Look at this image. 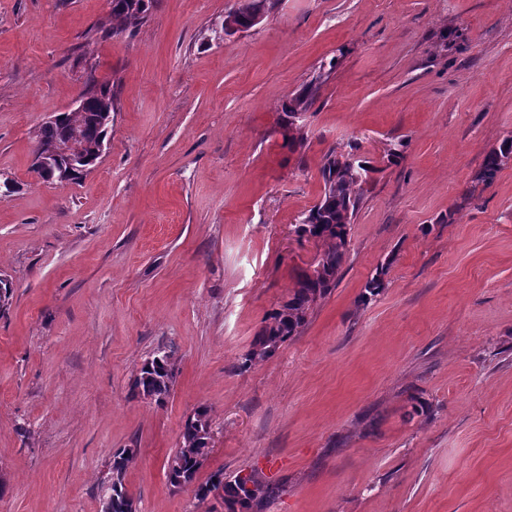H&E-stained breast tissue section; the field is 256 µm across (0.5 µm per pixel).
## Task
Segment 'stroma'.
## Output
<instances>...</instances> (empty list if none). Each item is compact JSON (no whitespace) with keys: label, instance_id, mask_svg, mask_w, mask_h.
<instances>
[{"label":"stroma","instance_id":"stroma-1","mask_svg":"<svg viewBox=\"0 0 512 512\" xmlns=\"http://www.w3.org/2000/svg\"><path fill=\"white\" fill-rule=\"evenodd\" d=\"M235 2L155 0L116 36L107 0H0V174L20 185L0 201V512H100L120 448L136 512H215L166 480L202 404L199 479L259 470L265 512H512V159L481 179L512 135V0H277L209 41ZM84 58L116 95L110 148L81 183H36ZM332 150L376 168L337 284L237 370L318 251L295 226ZM160 348L161 407L130 393ZM317 80L304 86L298 93L291 96L282 105V112L288 118V128L293 129L295 122L291 120L295 112H307L317 92ZM512 156V136L505 138L499 148L488 153L483 163L482 178L492 180L499 168Z\"/></svg>","mask_w":512,"mask_h":512}]
</instances>
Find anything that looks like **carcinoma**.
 <instances>
[{"mask_svg": "<svg viewBox=\"0 0 512 512\" xmlns=\"http://www.w3.org/2000/svg\"><path fill=\"white\" fill-rule=\"evenodd\" d=\"M276 0H237L222 19L224 33L248 31L254 14L269 16ZM153 0H112V20L119 26L112 29L117 36L129 27L144 22L150 15ZM87 80L83 94L88 97L89 106L83 112H61L59 121L43 123L36 134V154H55L59 151L65 133L78 134L74 140L72 158L85 159L87 163L74 174L72 182L77 183L92 169L88 160L97 156L100 142L107 139L112 123L107 122L98 129L92 124L94 114L104 107H114L115 94L112 84L100 82L95 76V64L85 62ZM317 83L312 81L282 105L288 118V128H293V114L306 112L313 103ZM512 157V136L505 138L499 149L488 153L483 163L482 178L493 179L499 168ZM376 168L371 162L355 156L344 159L331 153L321 166L324 183L319 200L303 214L297 231L316 241L327 244L314 259L311 269L301 272L288 301L272 310L265 325L255 337L251 348L241 357L239 370L250 368L259 358L273 356L289 339L298 335L303 327L310 307L336 287L347 244L349 225L358 208L362 186ZM175 382L173 355L158 350L144 360L139 373L132 382L133 391L139 396H150L161 406L169 396ZM210 411L206 406L198 407L184 423L181 442L168 457L166 476L170 487L179 491L191 489L198 501L209 498L220 501L222 512H253L265 507L275 495V487L256 473L246 476H225L224 470L213 471L206 480L197 479L208 454V429ZM131 455L123 448L112 453L110 472L112 487V512H135L134 500L123 484V474Z\"/></svg>", "mask_w": 512, "mask_h": 512, "instance_id": "cac0c4a2", "label": "carcinoma"}]
</instances>
